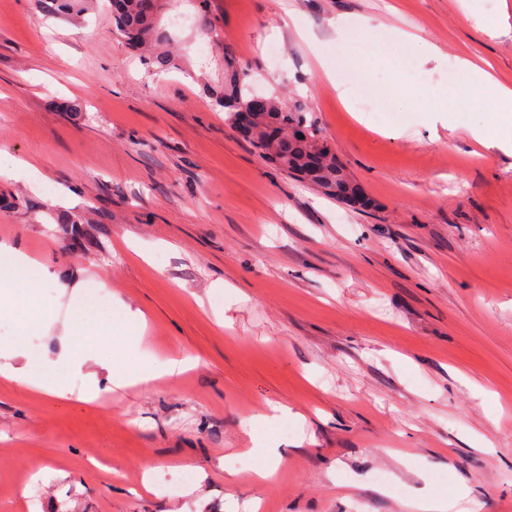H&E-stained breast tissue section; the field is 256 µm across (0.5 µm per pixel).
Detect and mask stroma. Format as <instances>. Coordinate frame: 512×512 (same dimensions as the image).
<instances>
[{"instance_id":"stroma-1","label":"stroma","mask_w":512,"mask_h":512,"mask_svg":"<svg viewBox=\"0 0 512 512\" xmlns=\"http://www.w3.org/2000/svg\"><path fill=\"white\" fill-rule=\"evenodd\" d=\"M500 17L512 0H210L205 16L163 0L179 66L155 71L102 0L72 19L0 0V151L41 175L0 178V247L82 288L51 294L42 362L97 288L95 317L143 313L136 365L200 360L88 402L107 332L78 340L81 372L58 363L64 397L0 376V512H415L461 485L475 512H512V148L474 137L512 102L464 93L456 66L487 61L512 87V32L484 29ZM401 31L441 61L392 72ZM228 57L320 128L362 204L278 169L227 120ZM336 68L362 71L392 122L342 103ZM273 404L288 415L246 434Z\"/></svg>"}]
</instances>
